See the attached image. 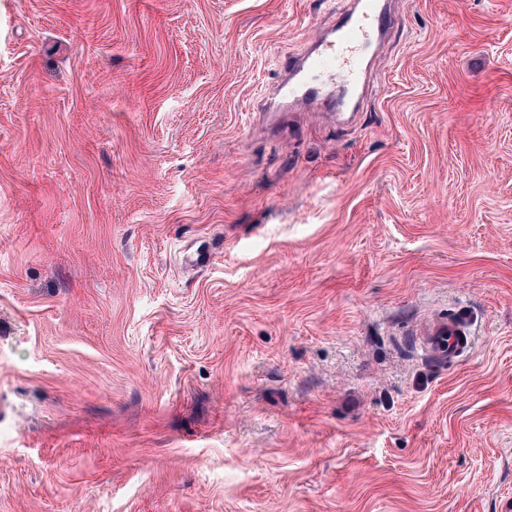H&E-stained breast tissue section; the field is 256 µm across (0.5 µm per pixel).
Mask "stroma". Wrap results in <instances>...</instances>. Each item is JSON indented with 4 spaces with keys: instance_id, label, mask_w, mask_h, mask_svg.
Segmentation results:
<instances>
[{
    "instance_id": "35a3bbf8",
    "label": "stroma",
    "mask_w": 512,
    "mask_h": 512,
    "mask_svg": "<svg viewBox=\"0 0 512 512\" xmlns=\"http://www.w3.org/2000/svg\"><path fill=\"white\" fill-rule=\"evenodd\" d=\"M336 7L0 0V512L512 502V0H394L357 121L270 131ZM418 341L426 356L451 365L470 353L473 334L467 318L454 316L433 322L419 335Z\"/></svg>"
}]
</instances>
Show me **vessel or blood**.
Returning a JSON list of instances; mask_svg holds the SVG:
<instances>
[{"mask_svg": "<svg viewBox=\"0 0 512 512\" xmlns=\"http://www.w3.org/2000/svg\"><path fill=\"white\" fill-rule=\"evenodd\" d=\"M333 23L319 40L284 64L261 100L264 112L318 107L337 122L355 119L365 99L373 62L397 16L393 0H341ZM426 356L453 364L473 346L470 322L462 316L433 322L419 338Z\"/></svg>", "mask_w": 512, "mask_h": 512, "instance_id": "obj_1", "label": "vessel or blood"}]
</instances>
